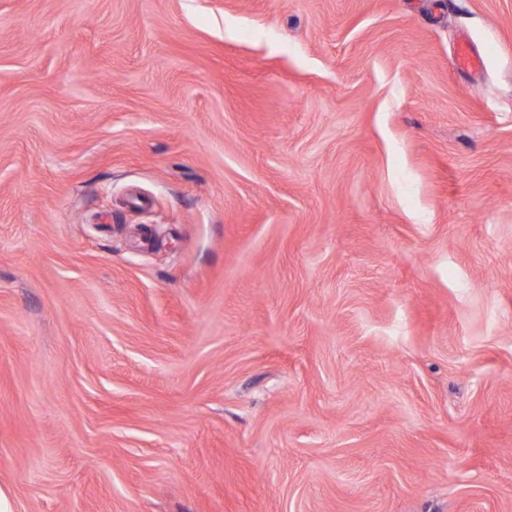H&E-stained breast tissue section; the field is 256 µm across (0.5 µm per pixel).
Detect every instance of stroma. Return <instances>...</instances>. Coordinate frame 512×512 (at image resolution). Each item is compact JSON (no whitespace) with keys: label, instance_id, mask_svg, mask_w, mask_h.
Wrapping results in <instances>:
<instances>
[{"label":"stroma","instance_id":"35a3bbf8","mask_svg":"<svg viewBox=\"0 0 512 512\" xmlns=\"http://www.w3.org/2000/svg\"><path fill=\"white\" fill-rule=\"evenodd\" d=\"M0 489L512 512V0H0Z\"/></svg>","mask_w":512,"mask_h":512}]
</instances>
